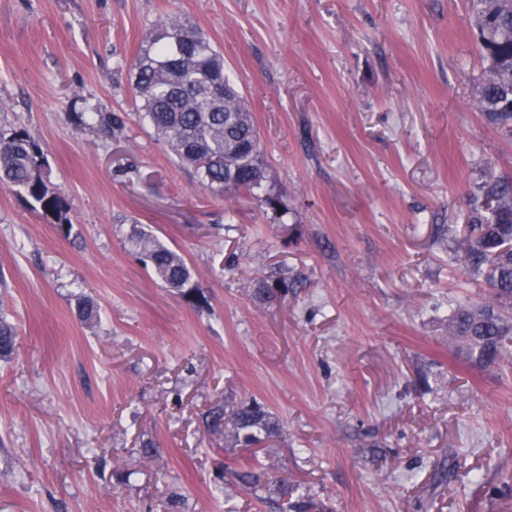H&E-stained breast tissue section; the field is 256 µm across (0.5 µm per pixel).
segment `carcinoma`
<instances>
[{
	"label": "carcinoma",
	"instance_id": "carcinoma-1",
	"mask_svg": "<svg viewBox=\"0 0 512 512\" xmlns=\"http://www.w3.org/2000/svg\"><path fill=\"white\" fill-rule=\"evenodd\" d=\"M475 19L484 64L480 108L501 131L512 135V0H467ZM133 91L139 112L202 185L226 194L264 187L268 171L252 112L238 89L224 77V58L192 24L172 19L146 36L135 62ZM48 160L24 130L0 131V185L21 194L32 210L51 215L69 235L68 208L47 184ZM481 209L467 233L454 239L466 270L491 291L490 301L459 305L448 320V342L478 368L512 364V180L480 187ZM131 243L143 265L175 293L194 299L197 283L181 255L158 238L136 233ZM288 293V284L257 289L271 303ZM17 333L0 318V360L12 357ZM206 431L224 436V447H249L282 433L278 417L252 400L215 407L203 417ZM232 485L251 490L256 499L282 512H329L284 479H274L257 464L233 472Z\"/></svg>",
	"mask_w": 512,
	"mask_h": 512
}]
</instances>
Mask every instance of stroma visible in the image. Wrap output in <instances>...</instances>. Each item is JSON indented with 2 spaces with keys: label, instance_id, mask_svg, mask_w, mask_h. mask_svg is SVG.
Instances as JSON below:
<instances>
[{
  "label": "stroma",
  "instance_id": "35a3bbf8",
  "mask_svg": "<svg viewBox=\"0 0 512 512\" xmlns=\"http://www.w3.org/2000/svg\"><path fill=\"white\" fill-rule=\"evenodd\" d=\"M172 17L223 54L277 208L208 190L139 119L133 65ZM481 72L465 0H0V129L40 143L72 223L0 188V512H268L215 477L256 458L332 512H512V368L448 344L489 290L447 230L512 176ZM139 230L199 304L138 261ZM276 271L287 300L260 302ZM249 399L274 449L204 431ZM133 249L140 260L177 295L185 299H195L199 293L197 283L181 255L167 247L151 234L139 231L132 239Z\"/></svg>",
  "mask_w": 512,
  "mask_h": 512
}]
</instances>
